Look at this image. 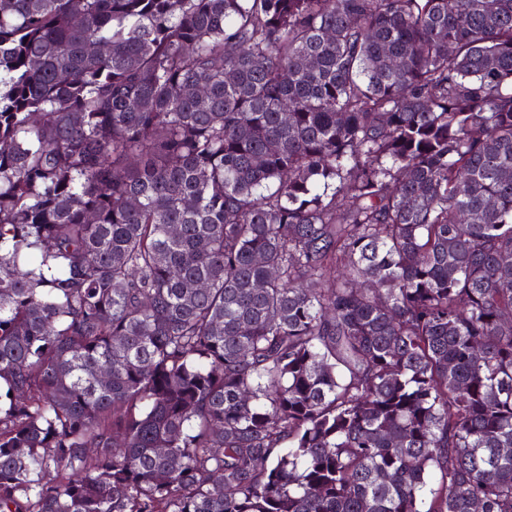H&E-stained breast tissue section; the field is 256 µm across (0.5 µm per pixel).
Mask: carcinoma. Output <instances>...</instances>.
Segmentation results:
<instances>
[{
	"label": "carcinoma",
	"instance_id": "1",
	"mask_svg": "<svg viewBox=\"0 0 512 512\" xmlns=\"http://www.w3.org/2000/svg\"><path fill=\"white\" fill-rule=\"evenodd\" d=\"M0 512H512V0H0Z\"/></svg>",
	"mask_w": 512,
	"mask_h": 512
}]
</instances>
